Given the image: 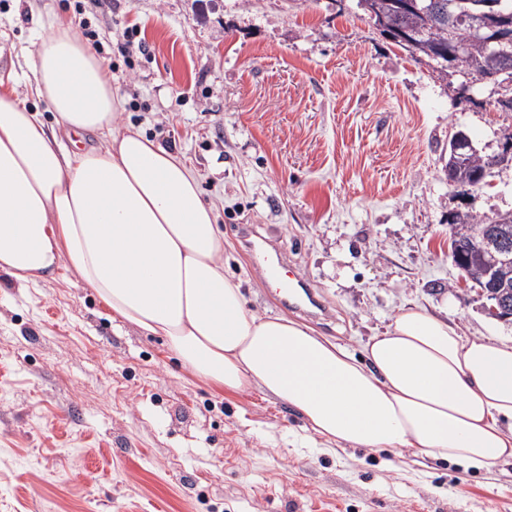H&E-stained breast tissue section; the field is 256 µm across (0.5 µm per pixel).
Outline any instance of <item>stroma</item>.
Returning <instances> with one entry per match:
<instances>
[{
    "instance_id": "stroma-1",
    "label": "stroma",
    "mask_w": 512,
    "mask_h": 512,
    "mask_svg": "<svg viewBox=\"0 0 512 512\" xmlns=\"http://www.w3.org/2000/svg\"><path fill=\"white\" fill-rule=\"evenodd\" d=\"M60 22L94 33L124 124L199 175L250 309L355 353L410 306L512 341L448 247L449 214L512 211V165L482 190L444 173L455 129L485 155L512 133L502 88L414 60L357 0H0L20 97ZM247 228L324 314L279 301ZM0 512H512V464L325 449L286 402L194 379L78 276L0 271Z\"/></svg>"
}]
</instances>
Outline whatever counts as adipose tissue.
<instances>
[{"instance_id": "adipose-tissue-1", "label": "adipose tissue", "mask_w": 512, "mask_h": 512, "mask_svg": "<svg viewBox=\"0 0 512 512\" xmlns=\"http://www.w3.org/2000/svg\"><path fill=\"white\" fill-rule=\"evenodd\" d=\"M33 74L53 122L0 79V271L26 283L75 273L113 315L163 337L191 375L261 389L327 443L512 463V344L408 307L355 355L306 324L256 314L224 272L198 175L121 126L94 50L57 24Z\"/></svg>"}]
</instances>
